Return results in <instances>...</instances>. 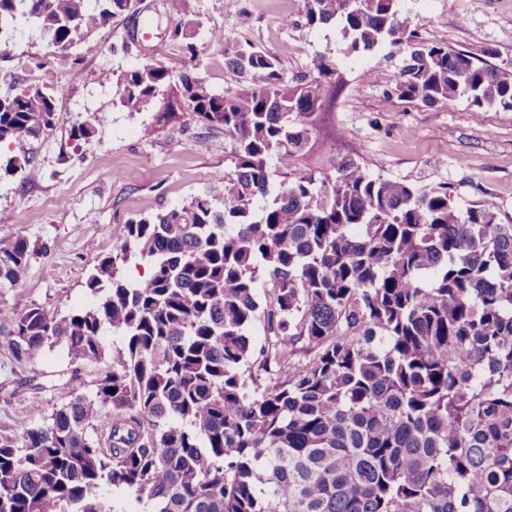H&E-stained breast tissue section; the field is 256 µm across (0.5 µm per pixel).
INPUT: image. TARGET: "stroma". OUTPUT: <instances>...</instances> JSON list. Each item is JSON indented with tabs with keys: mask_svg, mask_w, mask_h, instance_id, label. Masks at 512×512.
Masks as SVG:
<instances>
[{
	"mask_svg": "<svg viewBox=\"0 0 512 512\" xmlns=\"http://www.w3.org/2000/svg\"><path fill=\"white\" fill-rule=\"evenodd\" d=\"M163 3L139 0L135 13L66 52L30 32L0 45V74L14 77L13 85H0V97L47 70L68 89L45 136L0 143L1 159L29 156L36 168L30 178L0 175V242L22 235L33 252L25 282L0 288V310L37 304L65 312L90 303L86 280L121 244L126 224L223 186L233 172L232 142L223 129L185 109L169 121L157 110L129 115L114 91L97 83L105 70L151 62L172 77L188 70L212 90L233 93L223 47L204 36L213 27L226 41L246 40L276 57L289 82L315 77L320 56L336 64L322 110L307 121L305 151L285 164L271 159L272 187L301 173H334L349 157L376 177L421 189L447 186L459 208L482 205L512 224V111L477 110L463 99L424 107L389 96L402 54L387 43L370 57L349 52L336 29L305 26L302 0H195L204 31L194 37L193 56L183 41L171 39L178 20L165 15ZM398 8L427 39L473 53L491 45L497 63L512 62V0H398ZM146 20L150 39L128 44L130 32ZM86 105L97 111L96 133L78 141L72 129L84 120ZM103 155L108 161L102 165ZM8 341L1 332L0 428L33 427L67 402L56 380L73 364L59 345L17 363Z\"/></svg>",
	"mask_w": 512,
	"mask_h": 512,
	"instance_id": "35a3bbf8",
	"label": "stroma"
}]
</instances>
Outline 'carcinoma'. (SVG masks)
Listing matches in <instances>:
<instances>
[{
	"mask_svg": "<svg viewBox=\"0 0 512 512\" xmlns=\"http://www.w3.org/2000/svg\"><path fill=\"white\" fill-rule=\"evenodd\" d=\"M136 4L0 0V40L28 28L64 52L70 21L89 35ZM164 8L180 18L172 37L194 38L193 0ZM302 13L352 53L404 50L390 97L512 110V62L422 37L397 0H303ZM207 34L238 89L188 70L177 87L233 141L234 174L217 195L126 225L86 280L94 305L4 316L16 362L62 344L105 372L87 395L71 370V399L41 425L0 430V512H126L100 498L106 486L151 512H512V224L346 157L271 190L270 158L306 149L304 119L334 68L322 59L290 86L261 48ZM99 83L140 114L169 98L171 77L147 63ZM64 92L47 72L7 97L0 142L51 129ZM32 254L24 236L0 243V288L26 279ZM136 254L150 271L130 282L118 265ZM260 270L275 341L257 350ZM109 331L121 345L106 346ZM304 348L313 357L296 359Z\"/></svg>",
	"mask_w": 512,
	"mask_h": 512,
	"instance_id": "obj_1",
	"label": "carcinoma"
}]
</instances>
